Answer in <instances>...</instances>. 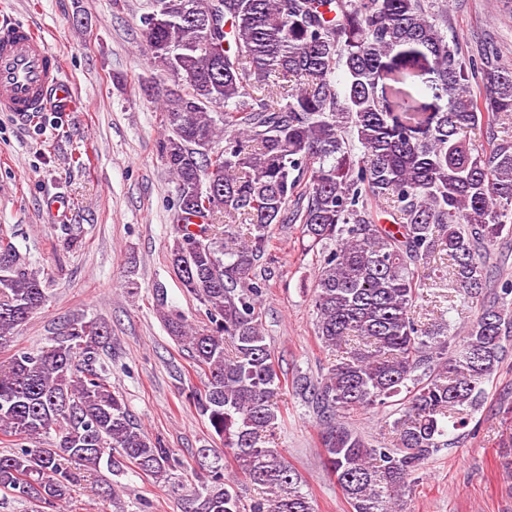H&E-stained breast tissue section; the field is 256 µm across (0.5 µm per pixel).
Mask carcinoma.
Returning <instances> with one entry per match:
<instances>
[{
  "label": "carcinoma",
  "instance_id": "carcinoma-1",
  "mask_svg": "<svg viewBox=\"0 0 512 512\" xmlns=\"http://www.w3.org/2000/svg\"><path fill=\"white\" fill-rule=\"evenodd\" d=\"M147 9L148 65L167 81L157 151L177 190L169 263L209 325L164 310L161 288L158 312L206 377L196 409L257 490L244 500L217 456L185 512H316L278 448L282 380L259 303L274 224L321 247L313 307L331 358L293 389L325 465L353 512H407L412 475L456 443L512 349V64L491 45L462 55L437 0ZM429 285L448 301L436 328L416 311ZM458 300L475 309L459 329L445 319ZM45 301L1 238L0 345ZM108 335L76 319L46 349L0 362V491L36 512H64L83 471L170 479L171 450L96 367ZM389 406V446L347 421Z\"/></svg>",
  "mask_w": 512,
  "mask_h": 512
}]
</instances>
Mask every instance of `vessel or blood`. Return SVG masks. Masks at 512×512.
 <instances>
[{
    "label": "vessel or blood",
    "instance_id": "1",
    "mask_svg": "<svg viewBox=\"0 0 512 512\" xmlns=\"http://www.w3.org/2000/svg\"><path fill=\"white\" fill-rule=\"evenodd\" d=\"M72 89L60 62L30 27L0 20V112L24 121L33 112L71 111Z\"/></svg>",
    "mask_w": 512,
    "mask_h": 512
}]
</instances>
